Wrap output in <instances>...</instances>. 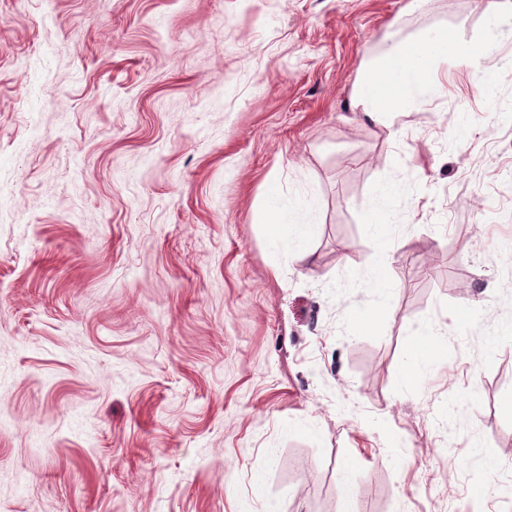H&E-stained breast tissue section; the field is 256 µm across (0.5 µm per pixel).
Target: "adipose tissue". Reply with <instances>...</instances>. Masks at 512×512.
<instances>
[{
	"instance_id": "ef3b65f1",
	"label": "adipose tissue",
	"mask_w": 512,
	"mask_h": 512,
	"mask_svg": "<svg viewBox=\"0 0 512 512\" xmlns=\"http://www.w3.org/2000/svg\"><path fill=\"white\" fill-rule=\"evenodd\" d=\"M493 45L490 39L466 45L450 31L418 42L394 44L355 82L351 106L371 119L410 111L437 93L434 73L439 63L451 58H478Z\"/></svg>"
}]
</instances>
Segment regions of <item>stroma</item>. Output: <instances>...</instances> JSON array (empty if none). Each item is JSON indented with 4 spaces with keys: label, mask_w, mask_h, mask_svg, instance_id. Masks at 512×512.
<instances>
[{
    "label": "stroma",
    "mask_w": 512,
    "mask_h": 512,
    "mask_svg": "<svg viewBox=\"0 0 512 512\" xmlns=\"http://www.w3.org/2000/svg\"><path fill=\"white\" fill-rule=\"evenodd\" d=\"M487 2L0 0V512H512V0L349 106ZM494 46V36L465 45L451 31L420 42H400L379 56L355 82L351 106L370 119L410 110L437 93L435 68L448 58H479ZM439 335L431 330L420 335L419 344L410 356V367L426 364L433 358L434 349L437 347V336Z\"/></svg>",
    "instance_id": "35a3bbf8"
}]
</instances>
